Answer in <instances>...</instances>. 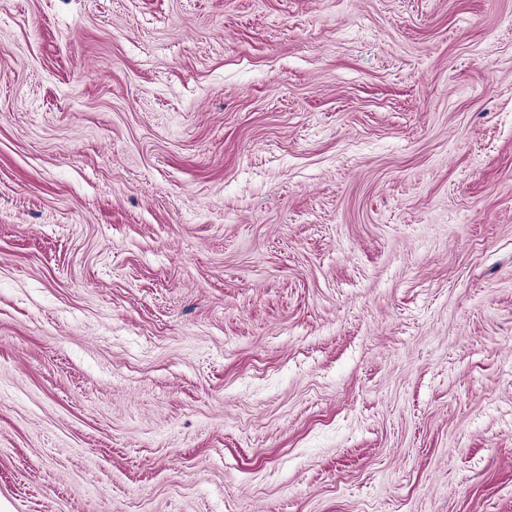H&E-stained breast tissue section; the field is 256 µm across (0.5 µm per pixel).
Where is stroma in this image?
<instances>
[{
    "mask_svg": "<svg viewBox=\"0 0 512 512\" xmlns=\"http://www.w3.org/2000/svg\"><path fill=\"white\" fill-rule=\"evenodd\" d=\"M0 512H512V0H0Z\"/></svg>",
    "mask_w": 512,
    "mask_h": 512,
    "instance_id": "1",
    "label": "stroma"
}]
</instances>
